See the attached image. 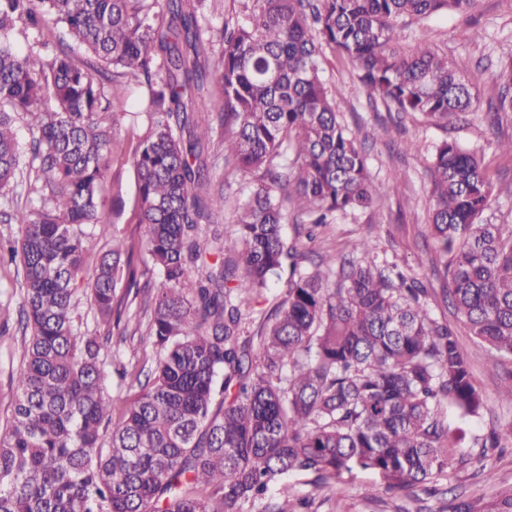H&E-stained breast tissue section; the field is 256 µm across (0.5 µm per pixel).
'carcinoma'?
Listing matches in <instances>:
<instances>
[{"mask_svg": "<svg viewBox=\"0 0 512 512\" xmlns=\"http://www.w3.org/2000/svg\"><path fill=\"white\" fill-rule=\"evenodd\" d=\"M205 0H0V196L24 184L40 209L11 204L19 237L0 264L21 268L30 330L0 420V512H288V476L322 483L354 467L388 490L427 484L460 436L446 409H484L455 328L422 281L359 243L322 259L283 236L286 202L319 227L384 192L321 78L322 46L356 66L369 99L437 127L467 111L468 84L422 42L401 48L400 21L462 12L475 0H250L224 20L210 57ZM65 28L72 46L19 54L18 23ZM112 70L106 89L73 46ZM499 74L512 107V49ZM146 89L135 133L139 238L115 239L89 284L96 323L124 336L127 306L147 298L158 357L113 419L104 395L109 337L84 325L74 297L83 256L108 230L100 186L112 129L101 114ZM28 119V153L14 132ZM260 173L235 206L230 238L201 243L213 219L209 143ZM433 177L428 228L446 297L469 335L512 359V230L485 224L492 182L477 153L443 140L424 158ZM159 281L140 285L137 260ZM281 284L255 337L242 306Z\"/></svg>", "mask_w": 512, "mask_h": 512, "instance_id": "1", "label": "carcinoma"}]
</instances>
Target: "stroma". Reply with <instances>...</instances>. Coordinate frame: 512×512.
<instances>
[{
  "label": "stroma",
  "mask_w": 512,
  "mask_h": 512,
  "mask_svg": "<svg viewBox=\"0 0 512 512\" xmlns=\"http://www.w3.org/2000/svg\"><path fill=\"white\" fill-rule=\"evenodd\" d=\"M426 40L434 51L447 55L468 79L472 105L466 118L450 121L447 128L432 125L417 113L400 114L384 105H373L356 85L351 69L332 49L323 51V82L343 124L363 144L367 168L374 181L387 187L386 193L370 207L336 214L330 224L320 227L314 239H307L306 219H289L285 225L288 241L304 248L311 261L326 256L352 254L354 245L370 241L379 254L407 273L422 279L430 289L428 303L442 320L454 321L451 307L443 301L445 282L435 273L434 244L428 229L432 204V179L420 158L445 137L476 151L484 159L493 196L483 215L484 222L512 225V154L501 151L498 141L512 139V112L495 111L498 94L496 76L504 50L512 48V0H476L465 12L441 13L425 20L406 19L405 50ZM143 91L131 87L119 113H104L113 121L116 151L104 180L100 198L103 217L112 237L95 238L85 258L86 271H93L100 257L112 246L113 236L138 233L129 217L134 206L136 181L128 163L132 129L144 124ZM414 150H407V143ZM210 197L217 204L215 229L232 230L236 201L246 199L259 182L258 174L245 175L224 161V144L214 141L209 148ZM20 276L15 266L0 265V419L8 415L15 387L11 374L24 341L19 309ZM458 338L470 364L473 378L486 399L480 418L464 421L449 413L448 424L463 429L465 437L455 449L451 467L439 475L434 495L414 496L404 491H386L382 477L369 470L342 472L336 479L340 500L329 497L327 487L314 475L291 476L294 499L291 512L300 501H308V512H454L457 505H472L473 512H497L500 501L512 495V442L481 457L476 438L490 431L512 432V404L499 397L501 387L512 381V360L475 345L466 330ZM114 367L151 370L155 349L141 336H113Z\"/></svg>",
  "instance_id": "obj_1"
}]
</instances>
